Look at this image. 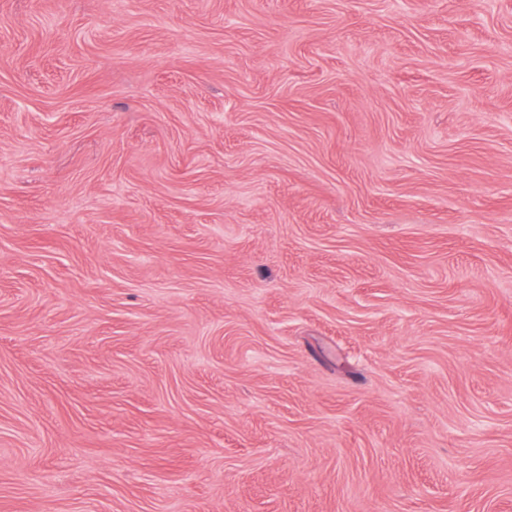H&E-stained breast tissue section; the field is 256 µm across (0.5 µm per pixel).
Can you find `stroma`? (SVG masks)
Returning a JSON list of instances; mask_svg holds the SVG:
<instances>
[{
  "mask_svg": "<svg viewBox=\"0 0 512 512\" xmlns=\"http://www.w3.org/2000/svg\"><path fill=\"white\" fill-rule=\"evenodd\" d=\"M0 512H512V0H0Z\"/></svg>",
  "mask_w": 512,
  "mask_h": 512,
  "instance_id": "35a3bbf8",
  "label": "stroma"
}]
</instances>
